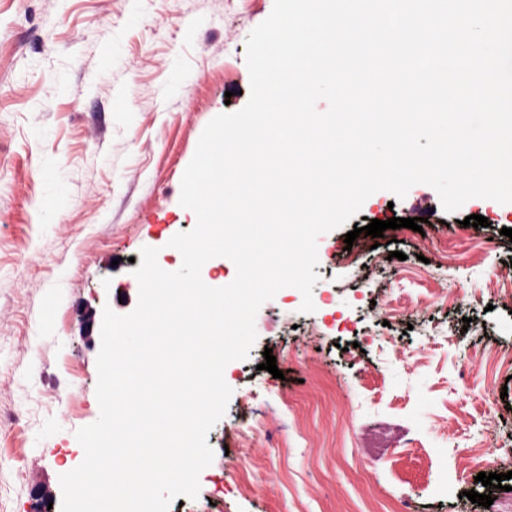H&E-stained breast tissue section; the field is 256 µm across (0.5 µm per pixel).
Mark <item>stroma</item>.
<instances>
[{
  "label": "stroma",
  "instance_id": "1",
  "mask_svg": "<svg viewBox=\"0 0 512 512\" xmlns=\"http://www.w3.org/2000/svg\"><path fill=\"white\" fill-rule=\"evenodd\" d=\"M273 4L0 0V512H59L75 433L98 418L103 309L131 312L141 248L192 229L183 174L208 122L246 105L247 39ZM473 214L487 226L463 227ZM392 217L425 224L346 250ZM505 227L512 204L449 213L418 184L321 235L314 312L292 287L262 305L199 494L169 512H512L470 462L512 438V376L483 355L512 350Z\"/></svg>",
  "mask_w": 512,
  "mask_h": 512
}]
</instances>
